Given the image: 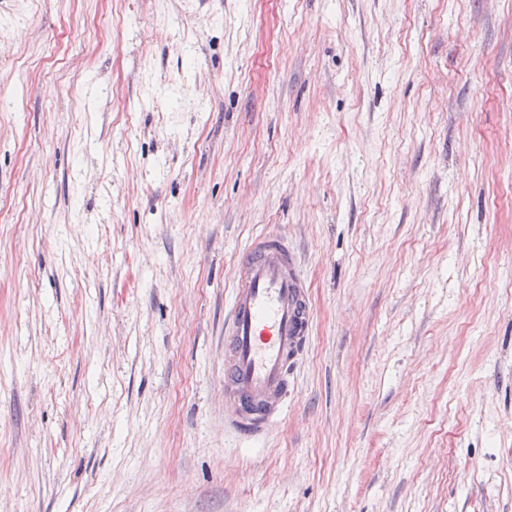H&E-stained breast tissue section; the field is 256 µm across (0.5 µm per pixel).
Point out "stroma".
I'll return each mask as SVG.
<instances>
[{
  "label": "stroma",
  "mask_w": 512,
  "mask_h": 512,
  "mask_svg": "<svg viewBox=\"0 0 512 512\" xmlns=\"http://www.w3.org/2000/svg\"><path fill=\"white\" fill-rule=\"evenodd\" d=\"M0 512H512V0H0ZM313 333L224 429L236 259Z\"/></svg>",
  "instance_id": "35a3bbf8"
}]
</instances>
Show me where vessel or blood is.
<instances>
[{"instance_id": "obj_1", "label": "vessel or blood", "mask_w": 512, "mask_h": 512, "mask_svg": "<svg viewBox=\"0 0 512 512\" xmlns=\"http://www.w3.org/2000/svg\"><path fill=\"white\" fill-rule=\"evenodd\" d=\"M312 312L296 252L285 233L266 230L238 258L224 323V404L234 435H266L287 407Z\"/></svg>"}]
</instances>
